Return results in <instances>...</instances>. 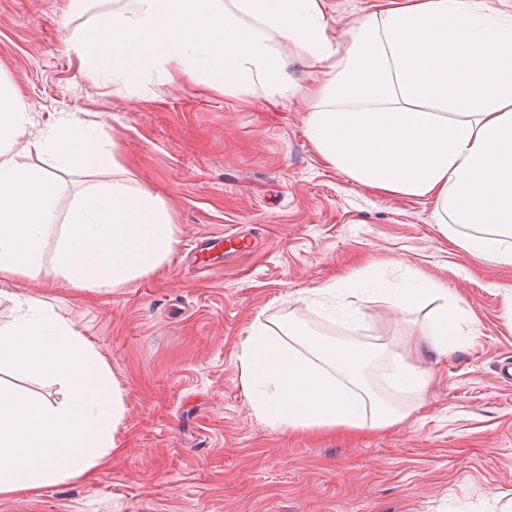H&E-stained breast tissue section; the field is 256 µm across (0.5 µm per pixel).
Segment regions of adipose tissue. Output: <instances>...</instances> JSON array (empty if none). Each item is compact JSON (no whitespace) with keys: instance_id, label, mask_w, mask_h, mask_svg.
I'll return each mask as SVG.
<instances>
[{"instance_id":"1","label":"adipose tissue","mask_w":512,"mask_h":512,"mask_svg":"<svg viewBox=\"0 0 512 512\" xmlns=\"http://www.w3.org/2000/svg\"><path fill=\"white\" fill-rule=\"evenodd\" d=\"M339 49L322 0H125L75 30L70 46L92 79L126 87L157 79L241 96L288 86L275 51L293 43L323 78L307 137L322 160L377 193L430 197L448 240L512 267V17L479 0H418L383 10ZM28 108L0 83V280L62 276L76 289L124 288L168 264L178 242L158 194L124 180L82 191L67 215L56 205L61 175L119 168L115 150L67 116L35 143L51 167L16 159ZM437 300L408 351L445 355L465 311L447 289L419 276L393 293L410 310ZM0 325V369L58 384L62 400L0 386V495L30 493L90 475L118 450L122 391L89 341L39 300L19 299ZM239 361L257 417L283 431L387 430L408 411L380 397L366 369L383 364L387 385L422 396L428 375L378 344H343L280 332L254 319Z\"/></svg>"}]
</instances>
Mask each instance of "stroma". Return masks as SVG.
Returning a JSON list of instances; mask_svg holds the SVG:
<instances>
[{"mask_svg": "<svg viewBox=\"0 0 512 512\" xmlns=\"http://www.w3.org/2000/svg\"><path fill=\"white\" fill-rule=\"evenodd\" d=\"M406 0H324L327 33L347 44L373 12ZM91 12L61 0H0V79L29 106L15 150L48 121L76 114L115 147L131 185L170 207L178 243L160 272L125 288L0 282V323L13 296L47 302L74 324L124 394L121 450L91 478L36 494L0 495V512H501L512 503V268L444 237L427 198L376 194L326 166L306 134L312 104L266 105V94L151 83L124 90L92 80L69 48ZM247 237L249 250L235 248ZM377 263L383 290L353 296L361 320L332 319L316 288ZM425 275L458 299L463 344L411 354L430 380L403 425L352 438L288 432L248 404L238 355L249 326L294 325L331 341L402 351L431 309L403 311L391 290Z\"/></svg>", "mask_w": 512, "mask_h": 512, "instance_id": "35a3bbf8", "label": "stroma"}]
</instances>
